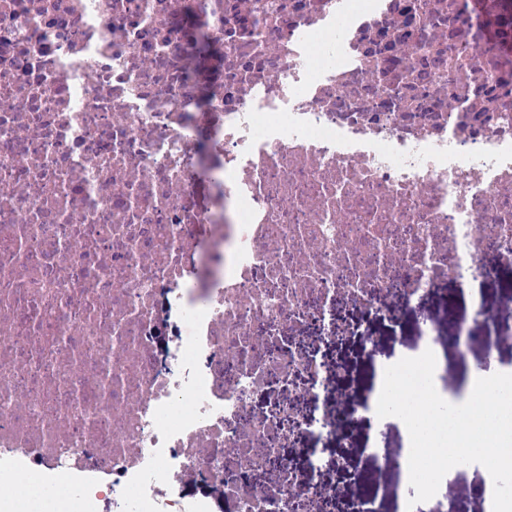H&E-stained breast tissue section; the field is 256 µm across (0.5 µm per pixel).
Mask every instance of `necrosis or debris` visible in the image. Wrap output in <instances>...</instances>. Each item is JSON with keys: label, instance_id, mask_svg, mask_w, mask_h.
Listing matches in <instances>:
<instances>
[{"label": "necrosis or debris", "instance_id": "1", "mask_svg": "<svg viewBox=\"0 0 512 512\" xmlns=\"http://www.w3.org/2000/svg\"><path fill=\"white\" fill-rule=\"evenodd\" d=\"M498 4L0 0V471L54 512H386L305 342L374 350L344 311L450 275L424 348L512 335L470 289L512 267Z\"/></svg>", "mask_w": 512, "mask_h": 512}]
</instances>
